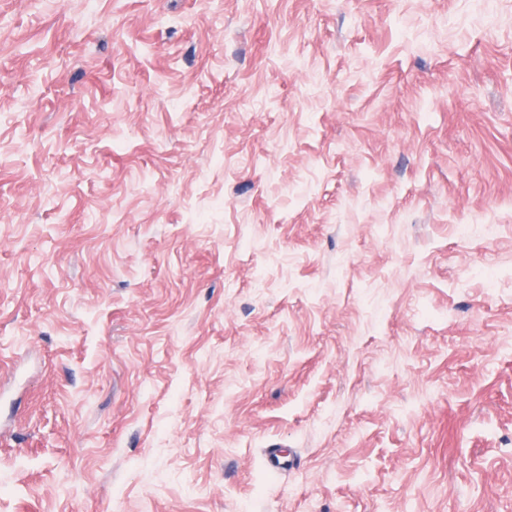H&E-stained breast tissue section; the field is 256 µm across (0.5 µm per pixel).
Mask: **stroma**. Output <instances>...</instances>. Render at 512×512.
Returning a JSON list of instances; mask_svg holds the SVG:
<instances>
[{"mask_svg":"<svg viewBox=\"0 0 512 512\" xmlns=\"http://www.w3.org/2000/svg\"><path fill=\"white\" fill-rule=\"evenodd\" d=\"M0 512H512V0H0Z\"/></svg>","mask_w":512,"mask_h":512,"instance_id":"stroma-1","label":"stroma"}]
</instances>
